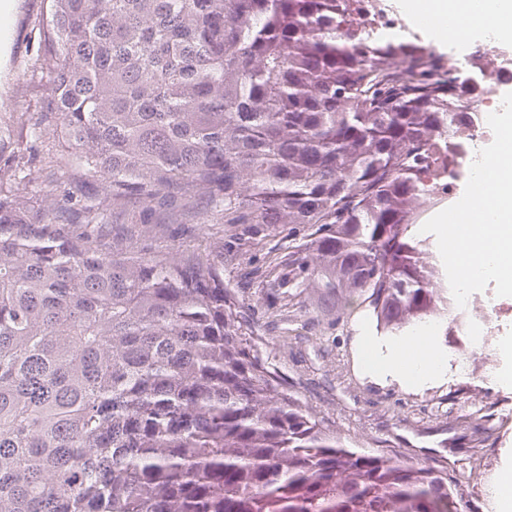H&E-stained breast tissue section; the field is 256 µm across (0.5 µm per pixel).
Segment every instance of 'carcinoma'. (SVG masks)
I'll use <instances>...</instances> for the list:
<instances>
[{
    "mask_svg": "<svg viewBox=\"0 0 512 512\" xmlns=\"http://www.w3.org/2000/svg\"><path fill=\"white\" fill-rule=\"evenodd\" d=\"M48 2L69 174L40 194L0 164V512H463L446 459L323 433L244 338L224 260L286 225L240 274L248 310L312 283L392 331L428 313L412 202L465 176L450 132L482 86L367 27V0Z\"/></svg>",
    "mask_w": 512,
    "mask_h": 512,
    "instance_id": "carcinoma-1",
    "label": "carcinoma"
}]
</instances>
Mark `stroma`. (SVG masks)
Here are the masks:
<instances>
[{
    "mask_svg": "<svg viewBox=\"0 0 512 512\" xmlns=\"http://www.w3.org/2000/svg\"><path fill=\"white\" fill-rule=\"evenodd\" d=\"M46 9V0H15L9 17L11 41L0 51V155L16 150L6 130L23 119L41 121L43 134L25 158L53 184L68 174V148L54 134L58 120L44 115L48 75L39 58ZM299 300L302 307L293 315L277 305L262 307L251 343L267 368L346 447L364 445L375 453L412 448L420 457L442 455L458 462L465 454L451 440L449 426L473 430V408L489 401L498 415L512 419V383L483 381L481 360H474L470 375L445 382L378 379L362 369L360 349L372 348L376 359H384L394 345L387 328L377 326L362 306L343 317L322 311L313 287L303 289ZM479 440L482 477L462 481L464 498L470 512H499L488 505L480 482L512 468V426L497 435L480 434Z\"/></svg>",
    "mask_w": 512,
    "mask_h": 512,
    "instance_id": "stroma-1",
    "label": "stroma"
}]
</instances>
